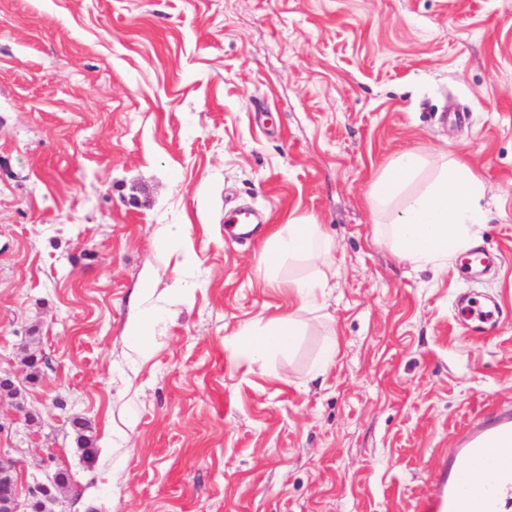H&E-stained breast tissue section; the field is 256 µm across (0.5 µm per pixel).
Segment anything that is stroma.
Returning <instances> with one entry per match:
<instances>
[{"label": "stroma", "mask_w": 512, "mask_h": 512, "mask_svg": "<svg viewBox=\"0 0 512 512\" xmlns=\"http://www.w3.org/2000/svg\"><path fill=\"white\" fill-rule=\"evenodd\" d=\"M403 149L480 173L494 271H417L375 237L369 186ZM291 216L336 275L255 364L229 340L288 313L258 259ZM466 293L498 303L488 335ZM28 351L34 422L0 401V445L22 485L67 473L56 512H420L456 435L512 404V0H0V367ZM496 304L481 303L472 294L464 298L457 309L460 321L472 335H484L499 319ZM156 318L150 309L136 308L130 314L126 325V336H129L135 351L146 356L150 351V339L153 336Z\"/></svg>", "instance_id": "stroma-1"}]
</instances>
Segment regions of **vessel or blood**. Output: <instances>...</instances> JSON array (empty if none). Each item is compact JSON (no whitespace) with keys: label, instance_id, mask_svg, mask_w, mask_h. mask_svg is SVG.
Returning a JSON list of instances; mask_svg holds the SVG:
<instances>
[{"label":"vessel or blood","instance_id":"vessel-or-blood-1","mask_svg":"<svg viewBox=\"0 0 512 512\" xmlns=\"http://www.w3.org/2000/svg\"><path fill=\"white\" fill-rule=\"evenodd\" d=\"M496 305L464 298L457 309L471 334L482 335L494 326ZM493 466L492 484L474 486L467 480L471 468ZM512 507V408L491 413L469 428L449 449L442 464L437 490L422 505V512H507Z\"/></svg>","mask_w":512,"mask_h":512}]
</instances>
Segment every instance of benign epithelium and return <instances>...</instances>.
I'll list each match as a JSON object with an SVG mask.
<instances>
[{"instance_id":"obj_1","label":"benign epithelium","mask_w":512,"mask_h":512,"mask_svg":"<svg viewBox=\"0 0 512 512\" xmlns=\"http://www.w3.org/2000/svg\"><path fill=\"white\" fill-rule=\"evenodd\" d=\"M35 354L31 353L20 360L18 368L6 372L0 371V399L14 400L16 417L29 420L31 412L19 401L20 386L26 382L25 372ZM18 460L10 452L0 448V476L5 481V491L0 493V512H54L51 505L58 502L57 493L65 488L60 473H55L44 482L36 481L26 494H21L15 479Z\"/></svg>"}]
</instances>
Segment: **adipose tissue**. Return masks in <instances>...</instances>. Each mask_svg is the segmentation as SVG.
<instances>
[{"label":"adipose tissue","mask_w":512,"mask_h":512,"mask_svg":"<svg viewBox=\"0 0 512 512\" xmlns=\"http://www.w3.org/2000/svg\"><path fill=\"white\" fill-rule=\"evenodd\" d=\"M424 159L400 151L370 186L377 236L416 268L441 271L455 254L472 247L483 222L482 177L465 161L451 159L426 174ZM333 245L310 217H291L262 243L259 270L267 287L288 293L294 311L239 326L231 342L255 363L290 353L301 334L300 315L317 309L330 277ZM304 272H296V265Z\"/></svg>","instance_id":"1"}]
</instances>
